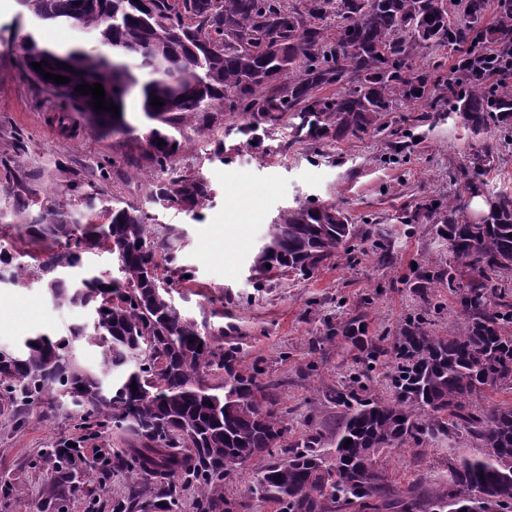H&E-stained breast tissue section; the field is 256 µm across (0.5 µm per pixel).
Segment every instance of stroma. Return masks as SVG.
<instances>
[{
	"label": "stroma",
	"mask_w": 512,
	"mask_h": 512,
	"mask_svg": "<svg viewBox=\"0 0 512 512\" xmlns=\"http://www.w3.org/2000/svg\"><path fill=\"white\" fill-rule=\"evenodd\" d=\"M16 13L15 0H0V243L15 247L25 265L38 250L11 207L12 169L32 173L30 185L43 200L64 199L69 181L97 180L106 196L151 215V242L159 248L169 238L176 249L175 264L163 261L157 269L174 305L206 332L212 348H237L244 368H259V382L274 385L280 408L287 410V445L273 457H287L288 445L309 433L336 430L339 410L324 392L350 386L361 352L350 340H327L330 327L360 317L367 335L392 337L420 314L444 336L457 324L454 293L439 283L413 285L416 267L446 265L447 243L434 224L401 218L421 203L464 196L463 182L452 174L470 166L482 139L459 119L417 126L413 119L421 106L398 99L382 116L386 130L380 134L298 141L283 119L252 143L239 132L245 116L220 108L211 120L188 121L181 150L162 170L140 160L136 143L93 129L81 113L62 112L25 78L8 49ZM406 133L414 143L395 153L396 137ZM105 164L110 177L103 181L99 168ZM173 170L201 173L214 189L197 219L153 202L152 185ZM306 200L336 205L359 236L312 276L276 271L255 278L252 254L269 225L281 210ZM88 320L85 309L53 304L36 278L22 287L0 281V349L34 334L59 338ZM60 442L78 448L67 512H113L116 503L133 499L138 487L128 468L96 456L100 448L125 452L118 431L84 428L66 405L45 403L22 418L0 399V512H37L55 479L45 453ZM456 447L477 451L467 437L435 442L425 451L410 444L384 464L398 482L429 487L447 479ZM268 460H252L225 479V498L242 503V512H277L249 493Z\"/></svg>",
	"instance_id": "35a3bbf8"
}]
</instances>
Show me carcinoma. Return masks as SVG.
<instances>
[{"mask_svg": "<svg viewBox=\"0 0 512 512\" xmlns=\"http://www.w3.org/2000/svg\"><path fill=\"white\" fill-rule=\"evenodd\" d=\"M13 28L23 53V75L47 94L63 90L72 110L113 132L110 111H95L92 94L79 84H102L105 100L124 110L140 101L141 157L165 168L182 143L177 138L190 118L209 117L224 107L248 118L242 133H256L291 115L296 139H336L382 132L378 117L397 98L426 101L417 122L434 119L440 105L462 114L478 136L495 130L471 166L454 178L468 193L488 195L493 209L483 224L463 217L464 202L421 204L413 216L438 225L447 237L448 267L424 270L426 284L446 283L456 293L461 330L435 336L425 317L408 319L390 341L365 335L358 320L327 335L358 343L366 371L393 359L388 391L363 397L333 390L327 399L343 407L336 437L307 436L288 457L257 474L250 489L279 512H512V402L483 407L474 400L487 390L512 389V293L490 294L487 281L512 273V194L488 188L495 153L512 145V0H498V19L487 24L486 0H17ZM335 15L336 33L321 25ZM66 23L95 33L93 49L57 51L40 45L25 22ZM463 45V59L444 82L431 87L429 75L409 61L433 47ZM46 61V72L69 79L57 84L31 63ZM71 69L61 67V64ZM349 83L333 97L320 90ZM163 105L150 104L153 97ZM164 144L157 145V140ZM72 183L77 204H36L29 176L12 182L14 210L29 215L25 233L32 243L52 246L38 263L39 279L57 305L88 309L92 318L54 339L31 336L18 349L0 350V393L26 415L45 398H56L82 413L84 423H112L129 438V454L115 455L135 479L156 490L116 512L151 506L172 512L170 486L192 481L204 508L235 505L224 499V477L253 459L283 447L288 427L270 385L259 371L242 368L238 352L211 347L198 324L181 316L161 282L148 233L149 215L119 199L99 197L95 184ZM152 198L187 214L211 199L199 173L171 172L152 185ZM355 225L334 205L304 202L283 209L269 225L251 270L313 273L356 237ZM116 256L120 277L92 274L72 281L65 270L83 266L100 249ZM271 267H266V264ZM15 282L24 266L0 248V269ZM471 277L461 281L462 272ZM113 290H107V287ZM97 349L99 365L87 367L72 345ZM224 370V383L211 385L207 371ZM136 384L137 391L120 392ZM466 435L481 455L448 457V480L433 487L396 482L382 459L412 443L427 447ZM352 443H346V440ZM56 472L48 503L56 512L73 478L71 448L53 450Z\"/></svg>", "mask_w": 512, "mask_h": 512, "instance_id": "1", "label": "carcinoma"}]
</instances>
